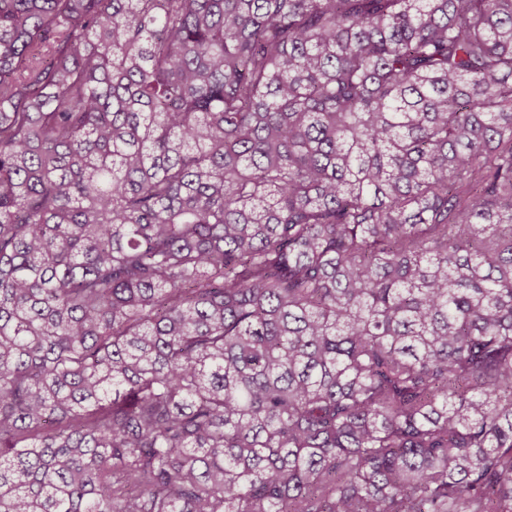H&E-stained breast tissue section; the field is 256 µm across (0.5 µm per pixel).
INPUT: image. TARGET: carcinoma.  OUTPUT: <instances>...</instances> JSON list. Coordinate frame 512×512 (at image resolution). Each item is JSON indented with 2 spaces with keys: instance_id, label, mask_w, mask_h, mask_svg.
<instances>
[{
  "instance_id": "carcinoma-1",
  "label": "carcinoma",
  "mask_w": 512,
  "mask_h": 512,
  "mask_svg": "<svg viewBox=\"0 0 512 512\" xmlns=\"http://www.w3.org/2000/svg\"><path fill=\"white\" fill-rule=\"evenodd\" d=\"M0 512H512V0H0Z\"/></svg>"
}]
</instances>
